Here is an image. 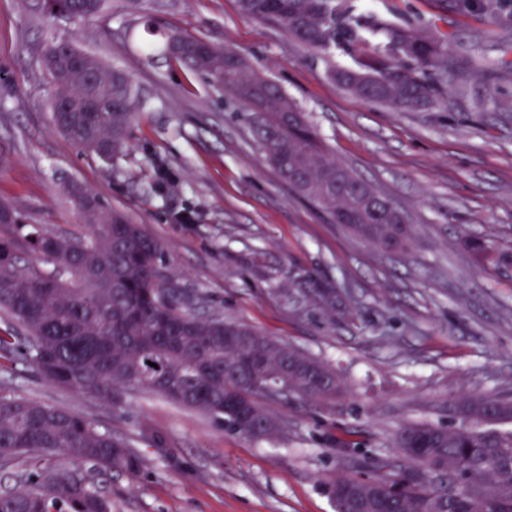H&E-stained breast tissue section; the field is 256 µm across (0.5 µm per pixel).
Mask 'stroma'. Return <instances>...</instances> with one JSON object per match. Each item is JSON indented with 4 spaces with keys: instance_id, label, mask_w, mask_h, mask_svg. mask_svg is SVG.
Instances as JSON below:
<instances>
[{
    "instance_id": "stroma-1",
    "label": "stroma",
    "mask_w": 512,
    "mask_h": 512,
    "mask_svg": "<svg viewBox=\"0 0 512 512\" xmlns=\"http://www.w3.org/2000/svg\"><path fill=\"white\" fill-rule=\"evenodd\" d=\"M391 23L422 21L498 58L512 35L454 0H354ZM240 53L278 83L338 161L386 195L415 229L403 253L331 223L284 184L237 97L146 44L170 34ZM78 48L131 76L137 115L127 153L87 158L52 122L45 46ZM320 54L243 16L238 0H107L76 21L37 0H0V201L25 223L82 231L74 195L94 194L163 247L166 273L221 315L331 366L335 405L267 400L271 439L224 431L208 415L148 393L123 406L55 386L25 361L0 359V391L67 409L126 442L142 468L103 486L112 512H335L339 473L370 474L401 425L454 426L460 393L512 395V264L482 265L465 241L512 253V113L395 112L330 78ZM189 210L194 219L177 221Z\"/></svg>"
}]
</instances>
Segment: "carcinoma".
<instances>
[{
  "mask_svg": "<svg viewBox=\"0 0 512 512\" xmlns=\"http://www.w3.org/2000/svg\"><path fill=\"white\" fill-rule=\"evenodd\" d=\"M50 16L86 20L105 0H46ZM487 23L512 32V0H459ZM245 16L280 28L324 55L339 53L350 64L331 78L346 92L395 112L448 108V95L464 105L468 88L459 60L487 80L509 65L481 57L467 46L419 24L385 23L359 12L352 0H239ZM71 47L49 51L47 71L58 95L77 99L79 85L67 80L58 60ZM243 100L248 119L270 164L300 197L325 207L335 223L385 252H404L414 228L380 192L377 210L364 194L371 185L340 163L318 138L290 98L259 76L234 51L174 34L149 46ZM110 112L70 116L63 135L88 157L100 156L112 139V157L129 147L137 92L131 77L112 68L94 86ZM482 105L509 112L512 105L486 84ZM90 232L56 235L37 224L0 223V312L26 332L23 342L0 335V358L22 356L50 383L116 404L123 391H146L201 411L224 430V393L233 391L254 412V438L280 431L263 411L265 392L251 381L288 373L284 397L331 403L343 393L341 379L327 364L253 328L203 319L192 301L162 272V247L120 211L88 213ZM245 331L252 344L240 347L224 327ZM157 367H151V364ZM475 426L445 428L426 423L402 426L394 457L371 476L340 474L330 483L342 512H512V430L487 424L512 421V398L475 393L453 405ZM27 466L20 486L0 493V512H112V495L100 478L129 475L140 461L123 441L100 431L80 414L0 393V466Z\"/></svg>",
  "mask_w": 512,
  "mask_h": 512,
  "instance_id": "obj_1",
  "label": "carcinoma"
}]
</instances>
